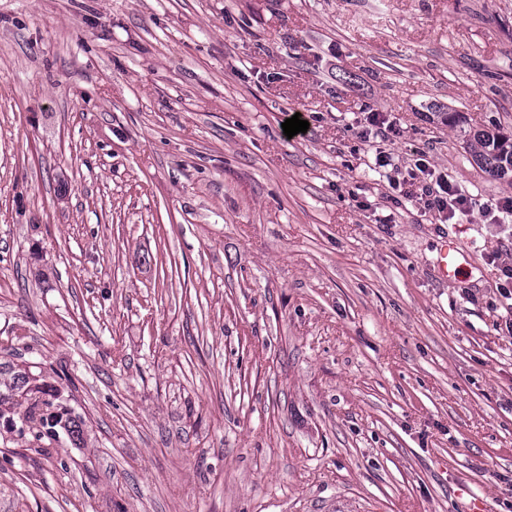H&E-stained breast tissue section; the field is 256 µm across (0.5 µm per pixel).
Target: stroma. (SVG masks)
<instances>
[{
	"label": "stroma",
	"instance_id": "obj_1",
	"mask_svg": "<svg viewBox=\"0 0 512 512\" xmlns=\"http://www.w3.org/2000/svg\"><path fill=\"white\" fill-rule=\"evenodd\" d=\"M482 130L512 0H0V362L84 428L5 438L0 512H512V222L368 168L512 197ZM366 118L367 126L361 130L349 127L347 131L353 132L357 138L363 139L364 141L373 140L379 142H388L395 134V128L385 115L380 112H368ZM415 168L407 171V176L402 178V182L399 179H393L388 173L383 177L393 188H401L400 193L405 199L414 197L412 189L405 186H417L421 190L420 198H425L426 209L440 222L468 223L477 206L483 220L490 224H500L504 216H511V197L504 198L494 205H479L475 199L462 194L457 186L448 180L447 175L442 173L435 175V170L432 171L422 163L416 164Z\"/></svg>",
	"mask_w": 512,
	"mask_h": 512
}]
</instances>
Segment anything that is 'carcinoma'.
<instances>
[{
	"mask_svg": "<svg viewBox=\"0 0 512 512\" xmlns=\"http://www.w3.org/2000/svg\"><path fill=\"white\" fill-rule=\"evenodd\" d=\"M474 160L492 175L512 182V138L499 132H477L468 138ZM27 373L13 375L12 382L0 381V419L26 426L35 432L37 442L66 436L77 443L82 434L74 416L63 406L57 394L40 387H29Z\"/></svg>",
	"mask_w": 512,
	"mask_h": 512,
	"instance_id": "1",
	"label": "carcinoma"
}]
</instances>
